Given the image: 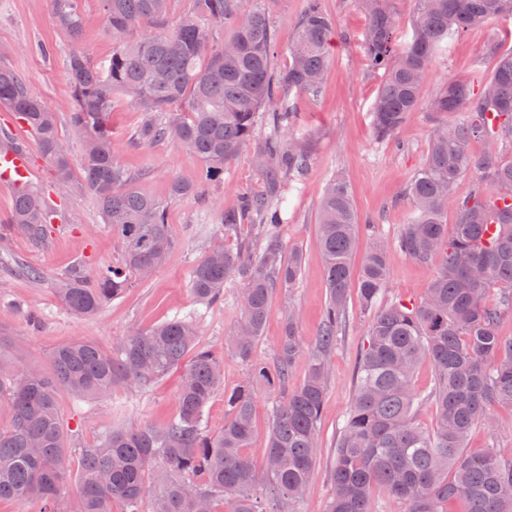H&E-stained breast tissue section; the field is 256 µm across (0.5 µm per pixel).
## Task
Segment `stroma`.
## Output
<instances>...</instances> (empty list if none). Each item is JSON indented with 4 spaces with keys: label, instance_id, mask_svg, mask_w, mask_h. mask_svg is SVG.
I'll return each mask as SVG.
<instances>
[{
    "label": "stroma",
    "instance_id": "35a3bbf8",
    "mask_svg": "<svg viewBox=\"0 0 512 512\" xmlns=\"http://www.w3.org/2000/svg\"><path fill=\"white\" fill-rule=\"evenodd\" d=\"M305 5L306 0H264L275 30V67L288 64L287 47ZM322 6L333 19L331 65L318 95H301L294 100L297 121L289 136L307 144L311 159L288 195L287 221L281 228L286 253L297 250L302 254L301 274L293 287L274 291L272 313L254 353L257 360L265 362L273 358L289 313L299 312V331L308 342L315 338L323 319L327 288L317 232L325 184L333 176L343 175L360 222L372 227L369 234L360 236L352 258L353 265H360L373 243L395 242L410 222L413 210L408 184L427 155L434 129L454 120L450 114L416 112L402 130L403 148L378 140L370 111L381 77L367 65L362 43L366 17L355 0H322ZM79 8L83 32L80 40L73 42L56 25L49 0H0V64L25 76L30 89L55 113L60 138L75 160L81 156L82 138L69 121L72 89L67 60L72 53L81 52L101 66L111 57L113 47L97 0H79ZM43 44L52 48L51 57L40 55L38 48ZM510 50L512 19H494L463 32L433 61L421 86V99L429 100L448 81L477 83L491 72L495 52ZM143 120L130 98H120L110 118L114 157L144 190L165 201L166 219L178 245L149 278L135 280L131 288L97 313L75 315L62 307L56 293L58 281L78 269L87 273L115 263L119 245L95 198L78 187L58 194L53 168L36 140L13 112L0 108V128H11L28 143L35 168L34 185L48 193L64 215L62 221L50 225L43 240H31L10 226L14 194L0 189V330L21 351L20 360H6L0 373L10 377L28 368L49 372V354L77 341L94 343L110 354L132 331H145L180 315L194 322L199 346L223 357L224 388L215 392L204 415L206 429L215 433L224 426L225 392L235 388L247 371L224 346L225 334L240 316L241 287L236 284L225 289L220 301L205 307L192 293L190 271L214 244L221 242L234 249L253 243L249 225H241L229 235L220 231L219 213L238 208L244 199L260 193L265 179L246 152L225 166L222 180L201 183L203 162L176 143L163 141L148 148L135 143ZM176 180L199 185V193L170 198V185ZM28 267L42 271V278H28L24 273ZM438 267V262L419 264L392 250L384 302L419 303ZM349 312L346 328L328 359L317 477L297 505V512H327L334 494L330 471L336 459V437L349 413L357 364L367 344L369 314L358 290L349 294ZM179 380L180 373L174 370L148 385L120 384L104 397L80 403L69 393L59 392L57 401L71 450L59 503L61 512H68L77 495L81 449L94 447L115 427H164L178 415Z\"/></svg>",
    "mask_w": 512,
    "mask_h": 512
}]
</instances>
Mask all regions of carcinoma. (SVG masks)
Segmentation results:
<instances>
[{"label": "carcinoma", "mask_w": 512, "mask_h": 512, "mask_svg": "<svg viewBox=\"0 0 512 512\" xmlns=\"http://www.w3.org/2000/svg\"><path fill=\"white\" fill-rule=\"evenodd\" d=\"M115 46L106 69L81 53L69 56L73 89L70 122L84 140L78 160L81 188L97 200L104 223L120 245L117 263L92 276L70 273L56 288L63 307L79 315L96 313L121 295L133 278L146 277L175 248L165 203L142 189L112 155L110 116L116 100L131 97L144 112L138 143L173 141L204 163L203 181L224 176L254 141L258 114L271 109L272 131L253 147L265 177L264 190L236 210L221 213L224 234L251 224L258 257L247 247H214L191 271L196 299L210 304L241 282V321L227 344L248 367L235 389L224 393V429L203 428L204 410L224 387L221 358L197 347L189 319L174 317L136 331L112 355L81 341L50 355L53 372L0 376V393L12 411L0 429V499L37 500L41 512L55 505L66 481V443L57 394L87 401L126 383L142 386L183 368L179 413L158 430L114 428L100 444L82 450L80 491L73 512H112L122 499L125 512L152 496L153 512H296L316 476L319 421L328 379V356L346 323L349 290L357 286L370 312L367 346L358 362L352 407L336 440L331 472L334 495L328 512H370L373 488L407 505V512H446L450 501L463 512H512V455L490 447L466 451L472 430L492 431L494 406L512 408V338L498 334L512 316V161L493 152L474 155L470 143L512 145V52L496 56L477 87L449 81L421 104L420 89L436 55L448 41L495 18H512V0H417L412 38L397 49L390 0H358L369 18L363 33L370 67L382 72L371 108L376 137L400 143L410 115L421 109L438 115L460 112L461 120L438 126L408 193L415 216L396 239L407 258L421 264L442 255L425 298L418 304L380 305L390 274L391 246L382 242L365 256L358 277L351 259L360 224L347 182L336 177L324 188L318 211L317 245L325 262L328 300L314 345H304L292 315L271 363L254 358L255 342L271 315L275 287L291 288L302 254L284 257L279 226L285 223V185L306 169L310 153L286 138L292 126L293 94L317 92L327 70V35L332 19L320 0H307L289 46L288 66L275 70V31L259 0H195L196 13L229 24L224 41L209 44L207 30L189 19L169 29L172 0H100ZM56 25L71 39L83 22L77 0H49ZM156 32L129 38L141 22ZM0 105L36 135L42 156L55 168L56 185L70 188L73 162L58 135L55 113L14 69L0 65ZM479 174L470 195L456 196L458 181ZM456 215L453 235L444 217ZM9 223L33 240L44 237L51 210L36 190L14 197ZM497 297L487 299L490 287ZM189 364H183L188 353ZM435 372L432 398L438 424L429 433L415 411L420 398L412 385L422 360ZM300 361L303 382L291 383ZM273 399L267 437L265 501L254 496L258 474L248 454L255 392Z\"/></svg>", "instance_id": "cac0c4a2"}]
</instances>
